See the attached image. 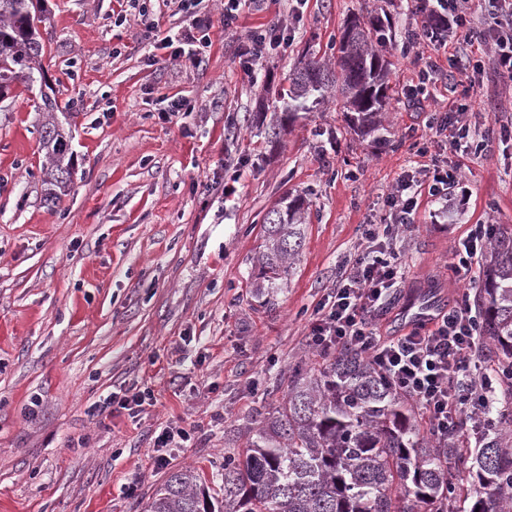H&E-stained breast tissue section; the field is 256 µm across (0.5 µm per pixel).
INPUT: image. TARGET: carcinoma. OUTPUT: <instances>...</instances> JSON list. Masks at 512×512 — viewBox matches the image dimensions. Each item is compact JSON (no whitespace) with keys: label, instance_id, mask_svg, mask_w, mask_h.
Returning <instances> with one entry per match:
<instances>
[{"label":"carcinoma","instance_id":"cac0c4a2","mask_svg":"<svg viewBox=\"0 0 512 512\" xmlns=\"http://www.w3.org/2000/svg\"><path fill=\"white\" fill-rule=\"evenodd\" d=\"M42 0H0V98L15 84L44 81L40 26ZM378 17L341 34L336 68L309 60L288 74L284 111L293 115L339 88L344 111L358 133L382 126L390 105L388 62L373 47L385 40ZM48 114L41 146L48 165L46 201L71 191L74 170L69 135L58 122V100L39 90ZM308 203L288 195L262 224L256 292L270 295L289 274L305 240ZM482 355L494 363L498 385L512 397V228L499 227L474 294ZM223 493H207L191 467L173 471L155 490L147 512H453L460 482L474 498L469 512H512V418H487L472 448L457 435L441 439L421 430L413 403L377 371L363 352L344 349L296 375L285 401L250 431L248 446L224 458Z\"/></svg>","mask_w":512,"mask_h":512}]
</instances>
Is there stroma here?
Instances as JSON below:
<instances>
[{"mask_svg":"<svg viewBox=\"0 0 512 512\" xmlns=\"http://www.w3.org/2000/svg\"><path fill=\"white\" fill-rule=\"evenodd\" d=\"M140 2L144 14L120 24L117 0H45L42 66L69 106L75 157L59 205L43 201L37 93L0 99V512H144L185 466L219 488L225 454L246 448L292 375L321 364L307 344L310 311L428 142L430 112L467 105V123L492 136L493 150L432 146L461 176L448 191L455 218L436 217L425 195L400 230L405 277L383 330L408 301L455 302L464 285L449 266L472 225H512V139L501 134L512 124V80L488 69L449 90L447 55L409 42L417 18L406 0H255L229 28L224 0H200L212 45L198 63L153 46L185 15L169 0ZM354 14L392 22L379 48L392 100L376 140L355 134L332 96L291 119L282 110L289 71L302 60L335 63ZM278 21L291 41L244 71L248 33ZM432 67L437 84L410 103L406 85ZM178 99L191 111L168 115ZM288 193L306 195L309 224L266 306L254 292L261 224ZM134 385L156 397L137 417L90 413ZM181 428L192 441L156 468L152 436Z\"/></svg>","mask_w":512,"mask_h":512,"instance_id":"35a3bbf8","label":"stroma"}]
</instances>
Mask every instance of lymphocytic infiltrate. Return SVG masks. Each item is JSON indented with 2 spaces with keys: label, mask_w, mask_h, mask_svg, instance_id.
I'll list each match as a JSON object with an SVG mask.
<instances>
[{
  "label": "lymphocytic infiltrate",
  "mask_w": 512,
  "mask_h": 512,
  "mask_svg": "<svg viewBox=\"0 0 512 512\" xmlns=\"http://www.w3.org/2000/svg\"><path fill=\"white\" fill-rule=\"evenodd\" d=\"M413 11L421 19L416 42L449 50L451 81L463 84L470 72L483 69V60L470 51L477 43L493 46L496 71L512 80V0H487L479 13L473 11L471 0H415ZM456 31L463 39L449 45L448 36ZM426 125L449 150L476 156L492 150L488 137H471L463 106L432 112ZM457 177L456 170L437 163L398 175L385 200L386 222L368 225L361 255L341 266L329 300L314 311L308 334L310 347L322 355L349 346L365 352L396 391L421 407L431 432L440 437L478 428L495 393L492 374L471 369L477 315L469 292L459 294L454 305L429 324L400 336L383 335L376 318L386 311L402 277L391 248L395 228L414 222L422 195L447 201ZM493 232V225L478 224L458 241L450 266L458 280L470 281Z\"/></svg>",
  "instance_id": "obj_1"
}]
</instances>
